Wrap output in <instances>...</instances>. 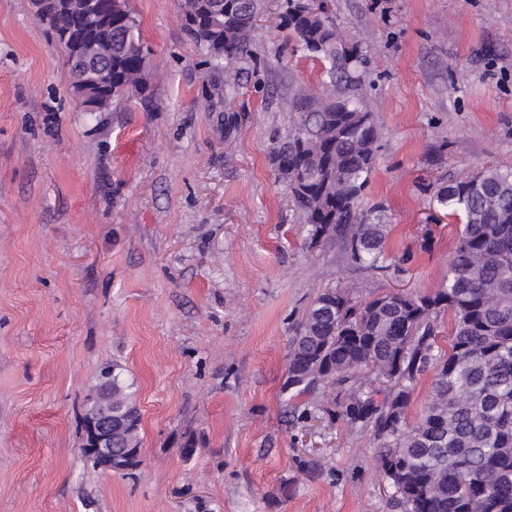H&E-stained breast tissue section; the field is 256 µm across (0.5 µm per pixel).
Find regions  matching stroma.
Instances as JSON below:
<instances>
[{"label": "stroma", "mask_w": 512, "mask_h": 512, "mask_svg": "<svg viewBox=\"0 0 512 512\" xmlns=\"http://www.w3.org/2000/svg\"><path fill=\"white\" fill-rule=\"evenodd\" d=\"M128 4L147 93L86 112L34 0H0V512H401L370 430L288 422V338L322 289L366 301L444 282L461 224L435 185L512 168V0H330L369 57L345 91L378 132L360 208L383 210L398 272L311 243L271 163L299 121L285 100L329 83L280 29L281 0L226 69L180 0ZM112 363L142 416L125 475L80 450Z\"/></svg>", "instance_id": "obj_1"}]
</instances>
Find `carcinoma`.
Instances as JSON below:
<instances>
[{"instance_id": "obj_1", "label": "carcinoma", "mask_w": 512, "mask_h": 512, "mask_svg": "<svg viewBox=\"0 0 512 512\" xmlns=\"http://www.w3.org/2000/svg\"><path fill=\"white\" fill-rule=\"evenodd\" d=\"M112 14V103L147 91L150 51L126 0H94ZM326 0H282V22L332 80L353 81L367 58L337 33ZM186 32L221 65L250 52L258 0H182ZM73 23L57 10V35ZM301 123L273 148L283 180L308 224L310 240L339 241L357 266L390 267L389 225L359 209L374 169L377 131L366 106L332 93L288 99ZM443 210L462 216L447 283L412 296L390 293L358 303L349 291H319L289 339L288 385L311 408L351 427L369 426L378 476L402 512H512V171L488 167L434 193ZM448 314V350L438 342ZM433 371L432 396L420 417H407L419 379ZM123 420L112 447L131 448L123 470L140 465L141 413L119 365L100 371L85 398L82 437L95 406ZM309 408V409H311ZM341 412H336V409ZM309 409L294 407L296 419Z\"/></svg>"}]
</instances>
